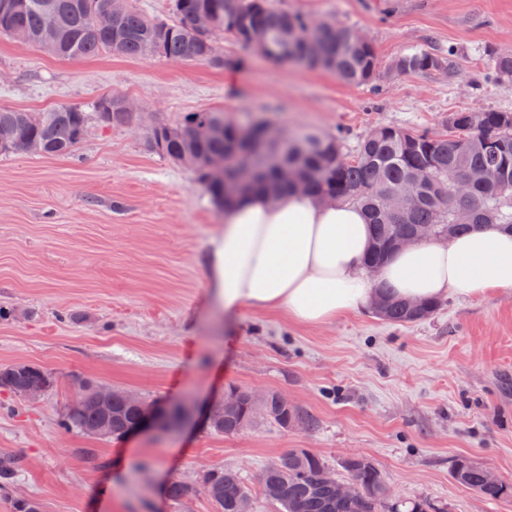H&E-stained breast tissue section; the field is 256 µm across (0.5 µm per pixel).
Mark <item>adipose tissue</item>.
I'll return each instance as SVG.
<instances>
[{
	"instance_id": "ef3b65f1",
	"label": "adipose tissue",
	"mask_w": 512,
	"mask_h": 512,
	"mask_svg": "<svg viewBox=\"0 0 512 512\" xmlns=\"http://www.w3.org/2000/svg\"><path fill=\"white\" fill-rule=\"evenodd\" d=\"M371 245L368 216L356 204L301 192L273 201L253 192L224 211L208 254L211 286L225 309L282 311L308 325L371 305L380 283L421 302L512 289L508 231L472 230L445 243L427 238L395 250L373 274L365 266Z\"/></svg>"
}]
</instances>
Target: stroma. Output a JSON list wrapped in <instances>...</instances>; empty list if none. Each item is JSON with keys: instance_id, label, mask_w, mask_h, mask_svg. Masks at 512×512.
<instances>
[{"instance_id": "1", "label": "stroma", "mask_w": 512, "mask_h": 512, "mask_svg": "<svg viewBox=\"0 0 512 512\" xmlns=\"http://www.w3.org/2000/svg\"><path fill=\"white\" fill-rule=\"evenodd\" d=\"M275 0L292 12L348 24L382 64L415 47L455 49L450 70L350 85L283 66L219 38L242 67L216 69L103 53L61 59L0 37V108L88 109L120 94L149 124L223 109L235 118L343 133L347 145L378 125L440 132L451 113L512 110V90L479 82L480 58L512 51V0ZM146 126L92 124L74 155H0V366L51 372L39 401L0 390V456L19 462L0 512L19 500L41 512H216L200 490L210 470L238 471L254 512H276L259 476L293 448L322 455L337 478L358 454L395 496L446 512H512L457 483L455 459L512 483V289L475 300L447 296L430 318L387 323L365 307L326 325L241 307L227 317L207 266L224 222L195 175L147 151ZM152 401L208 406L232 387L276 391L320 421L282 429L256 418L234 436L205 420L174 434L119 440L63 429L80 380ZM180 481L181 503L162 494Z\"/></svg>"}]
</instances>
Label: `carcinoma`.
Masks as SVG:
<instances>
[{
	"label": "carcinoma",
	"instance_id": "1",
	"mask_svg": "<svg viewBox=\"0 0 512 512\" xmlns=\"http://www.w3.org/2000/svg\"><path fill=\"white\" fill-rule=\"evenodd\" d=\"M106 0H0V35L36 45L64 59L110 53L125 57H158L174 62L207 64L225 68L232 60L216 45L218 33L238 43H258L264 56L281 64L330 71L349 84H375L384 73H424L444 69L454 51L444 58L423 48L411 49L382 67L372 43L352 26L331 20H315L283 9L273 0H170L169 18L155 19L131 7L112 24L95 26L91 19ZM209 15L210 28L197 31L190 25L198 14ZM483 83L512 85V53H485ZM104 127L134 128L137 115L126 108V97L106 94L92 111L63 106L48 112L0 109V133L16 135L36 145L41 156H67L85 140L91 120ZM266 121H240L221 109L185 113L176 123H158L146 137L148 151L194 171L223 206H230L249 190H262L273 198L303 191L336 202L362 207L373 227L369 268L379 267L395 249L394 236L412 233L426 225L437 237L452 238L475 227L512 229V111L454 112L444 133L379 126L363 135L352 152L344 150L341 137L316 130L292 134L281 129L282 142L270 144ZM205 128L208 135L193 134ZM213 158L224 160V170L209 169ZM470 176L469 193L478 203L472 223L457 224L448 196L456 180ZM418 186V198L402 218L393 216L387 198L406 183ZM378 316L390 323L410 324L431 317L438 308L432 301L414 306L380 287ZM50 372L30 365L0 368V387L25 398L32 388L49 390ZM95 382L79 383V395L65 408L61 424L86 435L119 440L138 426L141 409L119 396L107 406L96 399ZM282 429L299 423L307 430L319 427L318 418L281 403L278 393L268 394L262 408L241 404L224 411L211 430L224 436L241 432L256 414ZM109 430L99 432L103 422ZM328 464L306 449H291L265 470L263 491L278 512H436L424 500L407 501L388 495L389 483L372 462L346 459L343 469L360 487L351 500L336 496L335 484L317 479ZM18 469L17 461L0 457V489H7ZM453 478L487 501L512 497V484L490 481L487 469L457 459ZM204 493L218 512H241L251 501L248 488L233 470H212L202 480ZM196 488L175 481L167 489L172 501L191 497Z\"/></svg>",
	"mask_w": 512,
	"mask_h": 512
}]
</instances>
